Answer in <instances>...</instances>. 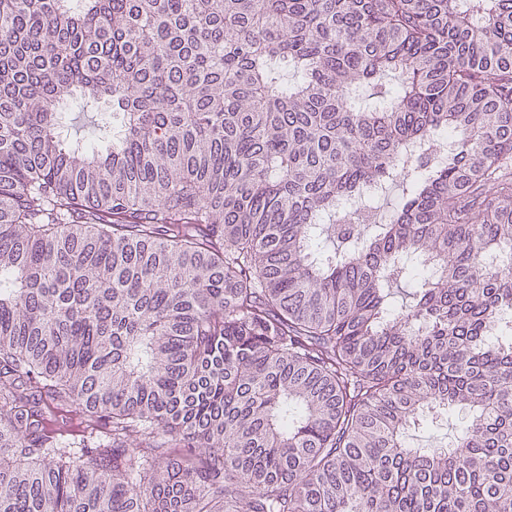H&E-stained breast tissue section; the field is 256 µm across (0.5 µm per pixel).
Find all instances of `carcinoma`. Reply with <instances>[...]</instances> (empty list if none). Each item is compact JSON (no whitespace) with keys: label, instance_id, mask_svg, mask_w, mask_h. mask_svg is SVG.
<instances>
[{"label":"carcinoma","instance_id":"1","mask_svg":"<svg viewBox=\"0 0 512 512\" xmlns=\"http://www.w3.org/2000/svg\"><path fill=\"white\" fill-rule=\"evenodd\" d=\"M0 512H512V0H0ZM68 134L72 139L87 141L92 139L98 131L97 112L91 109H82L79 106H68L63 108Z\"/></svg>","mask_w":512,"mask_h":512}]
</instances>
